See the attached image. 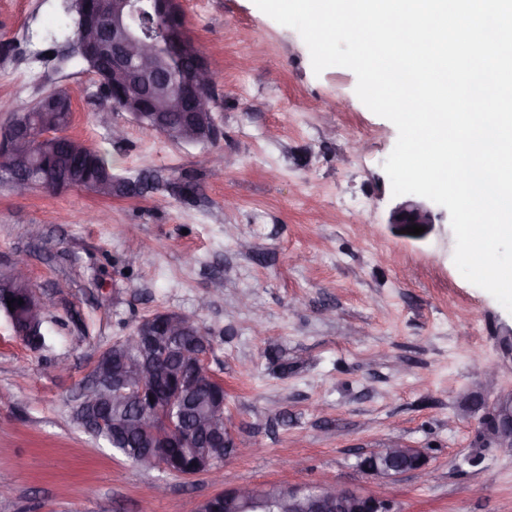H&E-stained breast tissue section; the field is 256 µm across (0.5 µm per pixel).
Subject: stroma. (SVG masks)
Returning <instances> with one entry per match:
<instances>
[{"instance_id": "stroma-1", "label": "stroma", "mask_w": 512, "mask_h": 512, "mask_svg": "<svg viewBox=\"0 0 512 512\" xmlns=\"http://www.w3.org/2000/svg\"><path fill=\"white\" fill-rule=\"evenodd\" d=\"M66 4L0 0V121L67 89V135L161 187L105 200L0 184V269L26 255L54 304L37 349L0 312V512H192L243 483L319 481L400 512H512V447L483 434L512 400V313L456 268L447 209L420 240L388 224L398 132L354 72L314 73L300 34L253 0H180L221 136L176 143L126 112L100 122L95 75L56 68ZM157 312L196 314L212 339L206 367L241 448L221 483L142 470L73 418L97 357ZM394 438L425 452L428 480L359 469Z\"/></svg>"}]
</instances>
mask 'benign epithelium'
I'll use <instances>...</instances> for the list:
<instances>
[{
    "label": "benign epithelium",
    "instance_id": "1",
    "mask_svg": "<svg viewBox=\"0 0 512 512\" xmlns=\"http://www.w3.org/2000/svg\"><path fill=\"white\" fill-rule=\"evenodd\" d=\"M152 2L156 4L161 18L167 21V28L163 29L165 51H160L151 42L137 40L128 28L126 19L138 10L137 0H76V36L62 58L65 61L84 56L107 59L104 75L97 76L104 99H112L139 123L149 120L151 130L168 125L169 113L180 112L182 122L178 124L177 132L187 137V142H212L219 134V127L206 116L207 107L203 104L202 91L208 80L209 61L198 52L186 24L182 22L179 0ZM109 29L112 30L110 36L107 35ZM184 58L191 59L192 64L181 70L176 87L167 92H154L153 86L165 74L168 65ZM36 138L45 142L61 139L63 135L54 128H36L23 120L1 124L0 163L19 166L30 154ZM435 220L436 215L427 202L406 199L391 208L388 224L399 231L412 225L429 229ZM44 312V302L36 294H31L25 312L27 335H39ZM163 316L165 323L161 331L152 323L151 316L138 324L136 334L130 340L140 349L141 356L122 360L116 371L120 375L119 383L110 387L106 373L101 370L93 372L77 395L80 404H100L109 398L134 395L146 415L155 410L160 398L179 401L186 392L202 388L204 381H214L205 368L206 356L183 350L181 356L184 362L195 367V370L169 375L168 388L164 395H159V369L151 355L164 348L170 339L191 331L194 321V316L185 313L173 315L165 312ZM95 423L102 430L122 435L133 428L136 421L98 417ZM195 429L202 437H223L224 455L240 452L222 409L217 408L197 418ZM484 431L499 444L511 448L512 407L500 406L485 420ZM368 457L389 462V467L381 470L365 460L360 461L359 468L379 480H391L408 472L424 475L427 471L425 453L408 445L396 443L375 448ZM138 460L143 467H158L183 477L209 473L215 481L221 478L219 471L210 469L211 459L200 458L194 466L184 470L163 448H151L142 453ZM273 497L284 512H398L395 502L389 498L329 483L226 489L198 504L195 512H217L221 503L224 504V512H267V505Z\"/></svg>",
    "mask_w": 512,
    "mask_h": 512
}]
</instances>
